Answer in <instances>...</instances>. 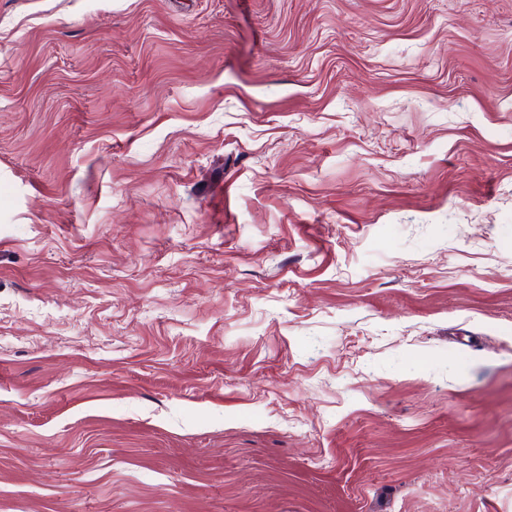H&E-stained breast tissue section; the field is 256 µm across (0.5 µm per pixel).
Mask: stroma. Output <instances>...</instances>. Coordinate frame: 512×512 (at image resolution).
<instances>
[{"label":"stroma","mask_w":512,"mask_h":512,"mask_svg":"<svg viewBox=\"0 0 512 512\" xmlns=\"http://www.w3.org/2000/svg\"><path fill=\"white\" fill-rule=\"evenodd\" d=\"M0 512H512V0H0Z\"/></svg>","instance_id":"1"}]
</instances>
